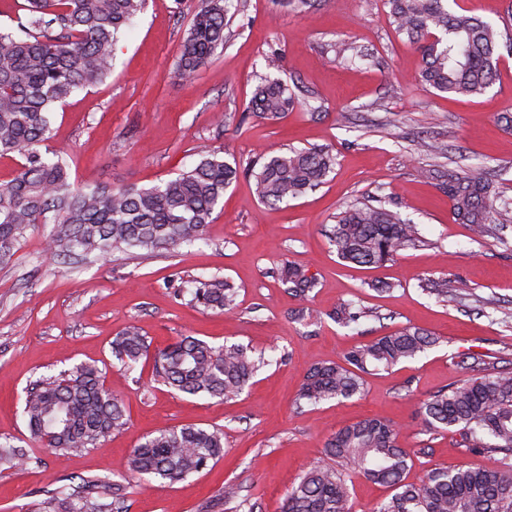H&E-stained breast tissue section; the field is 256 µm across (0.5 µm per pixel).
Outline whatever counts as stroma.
<instances>
[{
	"label": "stroma",
	"mask_w": 512,
	"mask_h": 512,
	"mask_svg": "<svg viewBox=\"0 0 512 512\" xmlns=\"http://www.w3.org/2000/svg\"><path fill=\"white\" fill-rule=\"evenodd\" d=\"M200 0H147L116 43L112 75L57 108L52 148L68 153L85 186H150L173 178L204 150L247 164L289 149L328 147L338 163L315 191L261 204L242 176L224 193L205 239L192 246L114 253L75 266L45 251L47 226L29 229L11 263L0 266V440L26 448L19 468L0 467V512H49L58 488L97 479L104 494L127 485L129 512H238L224 486L240 485L259 512H281L284 495L342 426L363 418L400 425L412 453L407 482L435 467L487 468L497 454L460 447L456 430L431 434L419 417L429 394L474 376L512 371V222L476 235L448 195L449 170L480 167L500 199L512 202V54H501L482 96L440 93L419 81L416 45L389 25L384 0H314L296 12L281 0H238L225 44L191 80L174 73ZM278 67L267 70V59ZM282 80L296 105L276 122L249 114L261 76ZM223 114L216 124L214 114ZM441 145L433 153L431 145ZM385 201L418 224L426 243L379 267L342 261L328 232L355 201ZM316 278L312 316L278 279L283 261ZM231 280L237 309L194 307L193 279ZM465 281L467 295L442 301L433 282ZM369 309L358 323L333 320L338 303ZM141 327L151 351L183 336L240 344L266 363L242 393L223 401L179 393L155 381L152 361L127 370L110 343ZM404 326L439 342L415 359L365 375L352 398L296 408L305 370L342 361L359 343ZM97 362L121 398L129 427L105 448L59 457L29 438L23 417L29 384ZM224 432L212 469L168 483L128 482L132 448L160 427Z\"/></svg>",
	"instance_id": "obj_1"
}]
</instances>
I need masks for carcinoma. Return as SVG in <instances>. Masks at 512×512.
<instances>
[{"label":"carcinoma","mask_w":512,"mask_h":512,"mask_svg":"<svg viewBox=\"0 0 512 512\" xmlns=\"http://www.w3.org/2000/svg\"><path fill=\"white\" fill-rule=\"evenodd\" d=\"M232 0H201L183 38L177 74L191 78L224 47V26ZM395 32L418 44L424 66L420 81L440 93L480 96L495 82L500 49L512 54V35L476 16L459 14L449 0H386ZM145 0H24L15 27L0 30V157L23 159L14 176L0 182V265L15 255L26 231L50 224V256L73 254L100 260L132 248L155 251L193 246L204 240L207 224L224 191L244 173L253 179L258 200L286 203L324 182L336 166L329 148L292 150L244 168L216 151L172 179L149 187H84L71 178L63 154L50 148L52 114L79 90L112 74V47ZM295 104L287 85L261 79L251 101L256 116L283 118ZM448 194L456 216L486 232L490 217L512 219V204L485 206L495 194L479 169L448 172ZM338 256L358 266L382 265L421 243L416 225L384 205L353 203L336 216L329 234ZM289 293L305 303L316 279L286 262L279 269ZM197 307L229 313L237 290L226 278H200L189 290ZM367 316L352 303L336 306L337 322L349 325ZM437 338L417 327H403L349 350L341 363L307 369L295 398L316 406L351 398L363 390L369 368L409 361ZM112 357L126 369L148 358L150 343L140 328L125 327L112 340ZM153 374L164 385L189 395L229 399L239 395L265 364L239 344L214 346L184 336L155 353ZM24 414L32 440L59 455L101 448L128 425L124 402L104 386L102 370L80 363L33 381ZM430 433L458 428L460 446L474 453L502 455L498 470L435 468L418 483L404 482L411 452L398 440L395 424L378 418L339 429L314 463L285 495L281 512H353L346 471L387 486L392 494L372 512H512V371L465 379L428 396L419 409ZM26 449L0 441V465L18 467ZM224 456V432L194 424L159 428L133 449L134 475L176 482L216 464ZM94 481L56 492L65 512H113L125 488H112V502L91 501Z\"/></svg>","instance_id":"1"}]
</instances>
